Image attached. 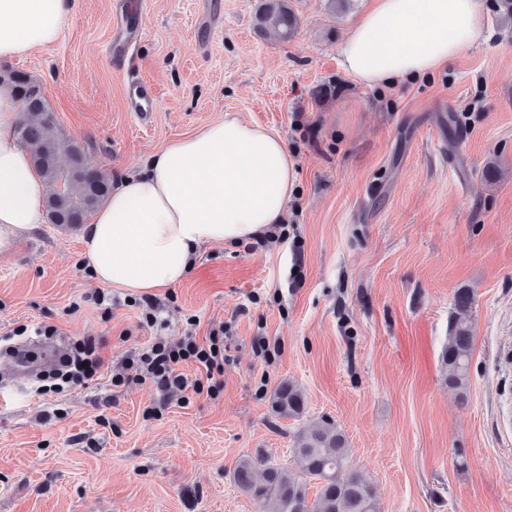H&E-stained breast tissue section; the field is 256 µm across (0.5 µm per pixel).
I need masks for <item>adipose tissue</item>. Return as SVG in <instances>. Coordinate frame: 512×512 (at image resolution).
Returning a JSON list of instances; mask_svg holds the SVG:
<instances>
[{
  "label": "adipose tissue",
  "mask_w": 512,
  "mask_h": 512,
  "mask_svg": "<svg viewBox=\"0 0 512 512\" xmlns=\"http://www.w3.org/2000/svg\"><path fill=\"white\" fill-rule=\"evenodd\" d=\"M71 0H0V59L57 42ZM484 37L479 0H375L339 45L345 72L369 85L430 75ZM17 97L0 84V254L46 223L48 184L14 135ZM297 173L283 141L235 115L169 141L118 179L81 253L95 282L130 294L181 282L201 247L249 241L280 223Z\"/></svg>",
  "instance_id": "adipose-tissue-1"
}]
</instances>
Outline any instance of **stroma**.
Here are the masks:
<instances>
[{"label":"stroma","mask_w":512,"mask_h":512,"mask_svg":"<svg viewBox=\"0 0 512 512\" xmlns=\"http://www.w3.org/2000/svg\"><path fill=\"white\" fill-rule=\"evenodd\" d=\"M260 3L143 0L145 35L118 66L103 51L111 0H72L55 44L0 60V73L40 83L57 127L111 178L227 113L278 134L297 171L287 239L201 248L159 292L154 326L125 292L108 316L88 303L103 287L77 230L44 224L0 255V348L67 354L91 336L105 360L83 388L16 380L0 356V512H259L236 463L260 454L300 470L294 437L324 419L381 512H512V17L480 0L483 41L432 77L381 88L338 55L370 0H288L287 41L258 26ZM132 78L158 95L149 124L126 110ZM462 288L473 298L463 392L441 360ZM221 325L218 398H175L150 419V384L113 386L131 351ZM260 333L283 345L273 364L252 350ZM287 379L305 395L298 420L271 409Z\"/></svg>","instance_id":"obj_1"}]
</instances>
